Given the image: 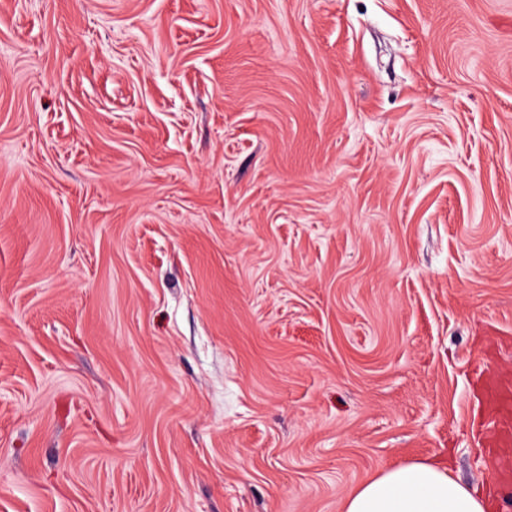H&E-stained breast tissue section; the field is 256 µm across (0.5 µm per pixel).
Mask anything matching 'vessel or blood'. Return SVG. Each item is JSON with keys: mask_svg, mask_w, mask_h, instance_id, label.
Segmentation results:
<instances>
[{"mask_svg": "<svg viewBox=\"0 0 512 512\" xmlns=\"http://www.w3.org/2000/svg\"><path fill=\"white\" fill-rule=\"evenodd\" d=\"M484 399L492 412L485 444L493 449L490 459L498 485L507 487L512 485V455L507 452L512 446V377H488L484 382Z\"/></svg>", "mask_w": 512, "mask_h": 512, "instance_id": "1", "label": "vessel or blood"}]
</instances>
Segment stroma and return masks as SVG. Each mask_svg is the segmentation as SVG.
<instances>
[{
  "label": "stroma",
  "instance_id": "1",
  "mask_svg": "<svg viewBox=\"0 0 512 512\" xmlns=\"http://www.w3.org/2000/svg\"><path fill=\"white\" fill-rule=\"evenodd\" d=\"M512 0H0V512L488 492ZM343 512H487L475 489L432 461L393 463L363 482L344 502Z\"/></svg>",
  "mask_w": 512,
  "mask_h": 512
}]
</instances>
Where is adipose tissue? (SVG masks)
Returning a JSON list of instances; mask_svg holds the SVG:
<instances>
[{
	"label": "adipose tissue",
	"mask_w": 512,
	"mask_h": 512,
	"mask_svg": "<svg viewBox=\"0 0 512 512\" xmlns=\"http://www.w3.org/2000/svg\"><path fill=\"white\" fill-rule=\"evenodd\" d=\"M343 512H487L475 489L454 480L432 461L394 463L363 482Z\"/></svg>",
	"instance_id": "obj_1"
}]
</instances>
